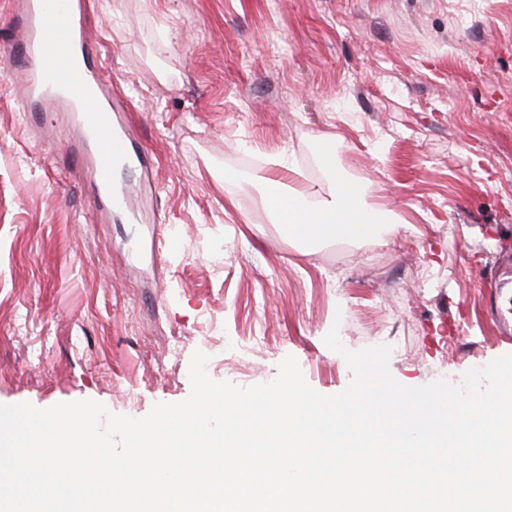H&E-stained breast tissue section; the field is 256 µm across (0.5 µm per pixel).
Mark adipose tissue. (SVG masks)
Returning a JSON list of instances; mask_svg holds the SVG:
<instances>
[{
    "mask_svg": "<svg viewBox=\"0 0 512 512\" xmlns=\"http://www.w3.org/2000/svg\"><path fill=\"white\" fill-rule=\"evenodd\" d=\"M265 188L264 206L292 237L316 244L337 237L354 240L374 239L386 229L388 217L363 205L357 188L337 179L329 193H293L286 186H274L271 178L255 174Z\"/></svg>",
    "mask_w": 512,
    "mask_h": 512,
    "instance_id": "ef3b65f1",
    "label": "adipose tissue"
}]
</instances>
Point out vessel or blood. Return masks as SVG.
Instances as JSON below:
<instances>
[{"label":"vessel or blood","mask_w":512,"mask_h":512,"mask_svg":"<svg viewBox=\"0 0 512 512\" xmlns=\"http://www.w3.org/2000/svg\"><path fill=\"white\" fill-rule=\"evenodd\" d=\"M12 41L25 70L28 100L63 107L81 131L95 206L139 223L126 185L116 179L119 169L136 163L127 131L115 119L124 101L103 70L70 64L73 51L85 52L91 45L86 21L75 15L72 0H26L14 20Z\"/></svg>","instance_id":"1"}]
</instances>
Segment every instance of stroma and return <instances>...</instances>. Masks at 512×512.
<instances>
[{"label": "stroma", "mask_w": 512, "mask_h": 512, "mask_svg": "<svg viewBox=\"0 0 512 512\" xmlns=\"http://www.w3.org/2000/svg\"><path fill=\"white\" fill-rule=\"evenodd\" d=\"M14 11L0 0V404L142 417L189 396L198 350L218 382L291 356L334 395L354 377L334 325L346 350L391 346L404 386L512 353L484 309L512 231V0H91L146 224L94 208L65 113L23 115ZM328 155L393 214L390 242L305 245L264 208L252 172L327 192Z\"/></svg>", "instance_id": "stroma-1"}]
</instances>
